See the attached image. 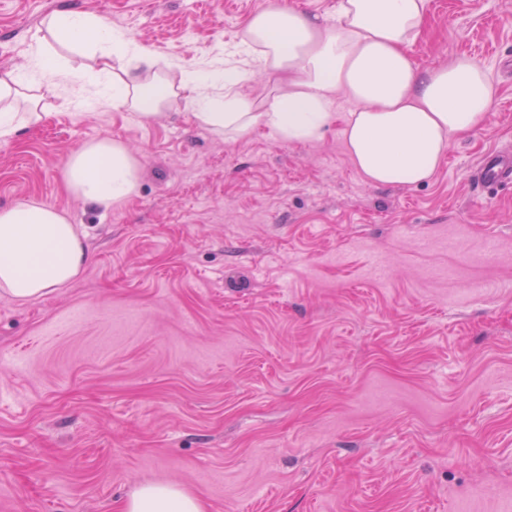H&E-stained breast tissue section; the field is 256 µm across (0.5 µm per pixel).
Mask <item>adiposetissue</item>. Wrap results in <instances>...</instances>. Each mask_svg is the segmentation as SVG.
<instances>
[{"label":"adipose tissue","instance_id":"adipose-tissue-1","mask_svg":"<svg viewBox=\"0 0 512 512\" xmlns=\"http://www.w3.org/2000/svg\"><path fill=\"white\" fill-rule=\"evenodd\" d=\"M429 0H336L330 16L300 12L287 0H264L222 59L181 70L178 82L156 72V60L125 33L80 12H60L49 25L57 39L91 45L98 65L75 75L42 38L25 53L22 70L0 79V139L40 124L44 95L69 100L77 80L100 87L104 101L150 119L176 98L217 133L263 127L288 143L317 142L342 124L348 155L373 185H418L433 178L456 139L483 125L497 88L467 57L417 68L408 47L420 34ZM276 92L252 101L242 87L254 74ZM159 87L145 101L146 87ZM29 92L17 111L15 88ZM346 98L347 113L336 110ZM140 163L118 141L101 140L72 152L65 169L71 194L108 207L132 196ZM85 235L64 212L35 202L0 207V294L19 303L76 280L89 262ZM124 512H205L176 486L142 485Z\"/></svg>","mask_w":512,"mask_h":512}]
</instances>
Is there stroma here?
Returning a JSON list of instances; mask_svg holds the SVG:
<instances>
[{
  "label": "stroma",
  "mask_w": 512,
  "mask_h": 512,
  "mask_svg": "<svg viewBox=\"0 0 512 512\" xmlns=\"http://www.w3.org/2000/svg\"><path fill=\"white\" fill-rule=\"evenodd\" d=\"M261 0H0V73L77 10L158 61L233 44ZM422 69L465 54L497 87L487 122L424 184L373 186L340 127L314 143L142 121L85 89L0 140V206L33 201L87 234L74 283L0 296V512H123L175 485L206 512H512V0H429ZM112 139L129 199L65 188L68 156ZM477 176L485 188L512 183V154L496 151L484 155L477 166Z\"/></svg>",
  "instance_id": "35a3bbf8"
}]
</instances>
